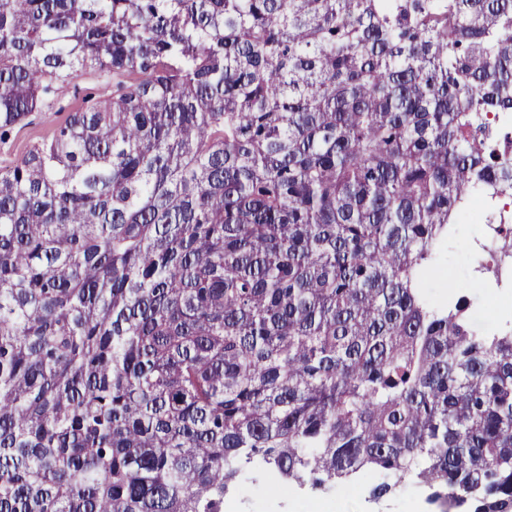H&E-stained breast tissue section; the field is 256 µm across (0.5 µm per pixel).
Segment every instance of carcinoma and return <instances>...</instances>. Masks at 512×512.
Returning a JSON list of instances; mask_svg holds the SVG:
<instances>
[{
    "instance_id": "obj_1",
    "label": "carcinoma",
    "mask_w": 512,
    "mask_h": 512,
    "mask_svg": "<svg viewBox=\"0 0 512 512\" xmlns=\"http://www.w3.org/2000/svg\"><path fill=\"white\" fill-rule=\"evenodd\" d=\"M84 74L0 170V512H512V324L425 291L512 206V0H0V137ZM76 82L82 88L80 95L76 98L71 96L61 105L45 109V112H37L30 118V124L21 129L17 127L5 141L0 142V168L11 167L33 142L49 137L53 129L62 123L69 113L81 107L85 93H93L92 96L103 98L112 90V78L96 80L83 76ZM61 106L63 110H60ZM481 224H460L459 239L448 249L443 261V274L448 281L463 280L469 272L468 245L473 238L479 237ZM378 483L373 473L363 472L357 480L345 487H336L326 493L313 492L308 488L295 496L281 494L271 488L263 476L249 479L241 489L239 512H303L302 498H319L325 504L324 512H437L436 505L417 502L415 495L426 498L423 489L414 484L402 485L397 490L374 501L369 491ZM246 487V490H243Z\"/></svg>"
}]
</instances>
